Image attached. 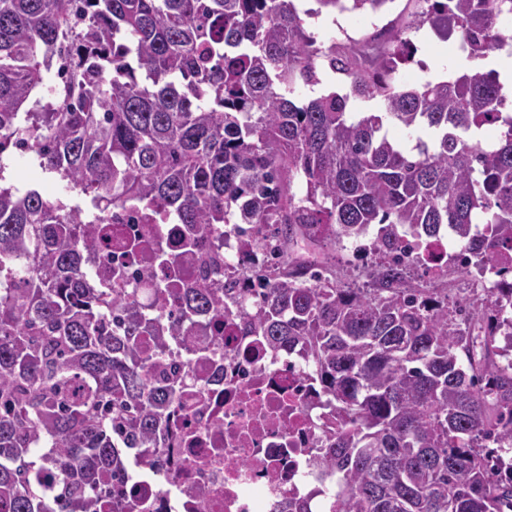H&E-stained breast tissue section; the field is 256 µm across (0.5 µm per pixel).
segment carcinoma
<instances>
[{
	"label": "carcinoma",
	"mask_w": 512,
	"mask_h": 512,
	"mask_svg": "<svg viewBox=\"0 0 512 512\" xmlns=\"http://www.w3.org/2000/svg\"><path fill=\"white\" fill-rule=\"evenodd\" d=\"M0 0V182L12 150L90 197L91 217L36 189L0 186V512H99L121 500L177 388L150 387L129 298L83 274L110 206L173 211L266 237L240 304L244 330L300 347L340 421L314 459L336 473L334 512H512V287L481 300L412 283L401 231L446 225L485 272L512 249V110L496 70L406 86V30L374 45H314L321 10L380 13L393 0ZM431 26L485 60L512 48V0H423ZM56 57L65 97L32 99ZM328 70L346 87L306 102ZM352 98L378 99L352 112ZM493 126L495 140L483 137ZM405 131L412 144L389 134ZM381 225L367 284L336 265L292 259ZM237 300L218 280L185 308ZM508 358L502 365L497 358Z\"/></svg>",
	"instance_id": "carcinoma-1"
}]
</instances>
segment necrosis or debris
<instances>
[{
	"instance_id": "necrosis-or-debris-1",
	"label": "necrosis or debris",
	"mask_w": 512,
	"mask_h": 512,
	"mask_svg": "<svg viewBox=\"0 0 512 512\" xmlns=\"http://www.w3.org/2000/svg\"><path fill=\"white\" fill-rule=\"evenodd\" d=\"M112 242L99 245L91 265L102 279L116 266L112 285L126 289L139 314L163 315L169 304L160 285L190 288L201 283L207 259L219 257L224 283L253 285L259 254L247 241L251 224L208 234L196 224H175L155 209L113 207L106 216ZM405 255L422 269L432 288L445 287L448 244L437 238L417 244L403 236ZM181 255L177 264L147 259L150 250ZM191 343L171 342L151 369H178L181 398L164 416L150 464L125 482L124 512H288L304 503L309 512H329L336 479L312 460L336 436V416L324 406L311 360L298 349L275 350L262 337L247 336L235 306L222 317H198Z\"/></svg>"
}]
</instances>
